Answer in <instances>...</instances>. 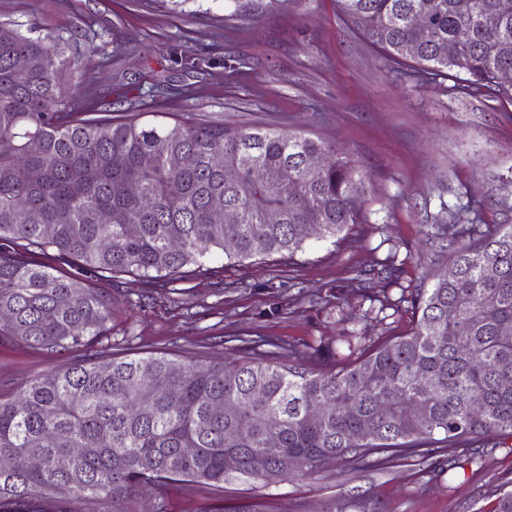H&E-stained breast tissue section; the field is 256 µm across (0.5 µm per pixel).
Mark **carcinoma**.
<instances>
[{"instance_id": "1", "label": "carcinoma", "mask_w": 512, "mask_h": 512, "mask_svg": "<svg viewBox=\"0 0 512 512\" xmlns=\"http://www.w3.org/2000/svg\"><path fill=\"white\" fill-rule=\"evenodd\" d=\"M278 2L224 0V19L257 20ZM336 5L394 63L505 91L512 0ZM66 71L55 41L0 24V337L46 354L88 349L112 335L100 279L134 272L165 288L187 266L207 273L213 249L291 259L311 236L337 246L363 223L367 175L336 146L277 127L75 112ZM317 155L329 164L313 171ZM215 199L236 223H213ZM104 210L112 223H98ZM436 234L448 240V265L432 287L401 296L417 313L406 335L303 349L241 337L236 356L213 364L112 354L0 397V457L41 456L35 469L0 471V512H75L102 496L128 512L147 489L167 512L161 491L172 484L268 483L338 460L375 469L426 445L512 440V225L440 224ZM369 275L355 271L347 287L372 302ZM345 288L328 304L343 307Z\"/></svg>"}]
</instances>
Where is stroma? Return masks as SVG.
<instances>
[{
    "label": "stroma",
    "mask_w": 512,
    "mask_h": 512,
    "mask_svg": "<svg viewBox=\"0 0 512 512\" xmlns=\"http://www.w3.org/2000/svg\"><path fill=\"white\" fill-rule=\"evenodd\" d=\"M0 22L64 49L69 78L100 111L150 122L162 112L227 126L302 130L353 156L370 190L364 221L341 246L310 241L294 261L226 259L211 274L187 273L172 288H146L135 274L99 281L112 295V339L127 354L166 352L223 361L239 336L315 344L358 331L382 341L416 323L403 288H427L448 262L438 224H512V98L464 88L455 77L419 76L365 42L334 0H281L255 21L225 20L224 0L185 13L152 0H0ZM246 56L236 75L224 63ZM397 251L399 282L373 283L399 300L383 311L350 295L343 310L323 298L348 270ZM302 295L294 314L272 316L274 298ZM0 341V396L49 369L82 359ZM512 481V441L469 448L435 445L385 469L343 464L302 480L168 486V512H326L334 502L379 501L383 512H486Z\"/></svg>",
    "instance_id": "1"
}]
</instances>
